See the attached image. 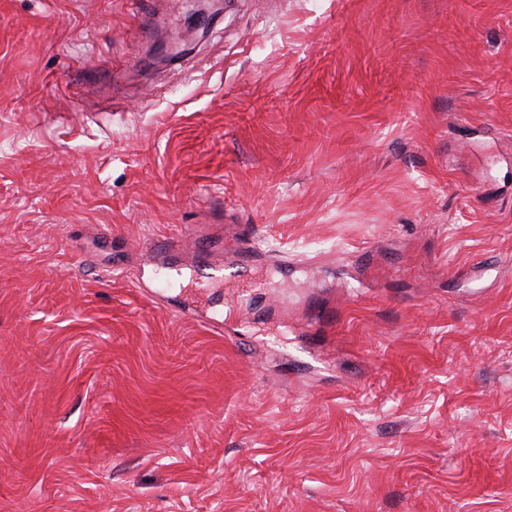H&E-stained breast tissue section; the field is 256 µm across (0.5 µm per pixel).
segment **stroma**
Here are the masks:
<instances>
[{
  "instance_id": "obj_1",
  "label": "stroma",
  "mask_w": 512,
  "mask_h": 512,
  "mask_svg": "<svg viewBox=\"0 0 512 512\" xmlns=\"http://www.w3.org/2000/svg\"><path fill=\"white\" fill-rule=\"evenodd\" d=\"M188 4L0 0V512H512V0ZM193 3L194 8L191 11L188 19V29L191 34L201 33L206 35L210 23L214 20L215 16L223 12L222 0H194L190 1ZM205 4L211 5L205 6ZM235 267V270L229 273L232 277L230 280L239 284L241 288H246V290L267 288L268 283L253 277L248 255H243L235 264Z\"/></svg>"
}]
</instances>
